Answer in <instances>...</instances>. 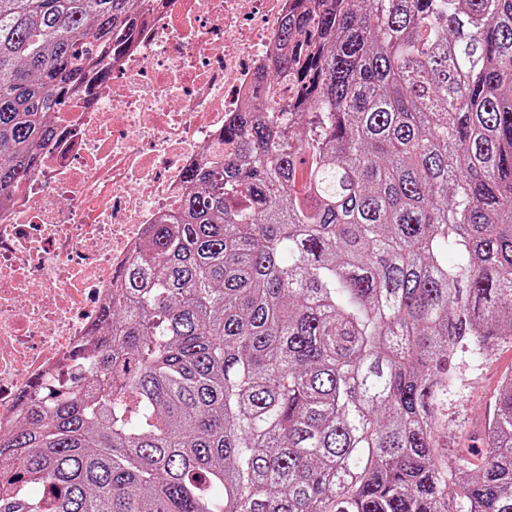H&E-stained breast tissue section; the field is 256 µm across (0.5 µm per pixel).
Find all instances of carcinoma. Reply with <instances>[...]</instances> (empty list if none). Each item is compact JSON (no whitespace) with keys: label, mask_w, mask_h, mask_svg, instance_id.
<instances>
[{"label":"carcinoma","mask_w":512,"mask_h":512,"mask_svg":"<svg viewBox=\"0 0 512 512\" xmlns=\"http://www.w3.org/2000/svg\"><path fill=\"white\" fill-rule=\"evenodd\" d=\"M290 2L266 103L0 435V512H512V375L448 450V365L512 343V0ZM146 7L0 0V195Z\"/></svg>","instance_id":"carcinoma-1"}]
</instances>
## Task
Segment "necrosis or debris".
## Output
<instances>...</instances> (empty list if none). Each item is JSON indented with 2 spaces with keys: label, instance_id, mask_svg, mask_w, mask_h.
Listing matches in <instances>:
<instances>
[{
  "label": "necrosis or debris",
  "instance_id": "4bbe7bcc",
  "mask_svg": "<svg viewBox=\"0 0 512 512\" xmlns=\"http://www.w3.org/2000/svg\"><path fill=\"white\" fill-rule=\"evenodd\" d=\"M289 0H164L110 81L54 113L37 171L0 203V427L23 395L66 375L188 169L265 98Z\"/></svg>",
  "mask_w": 512,
  "mask_h": 512
}]
</instances>
